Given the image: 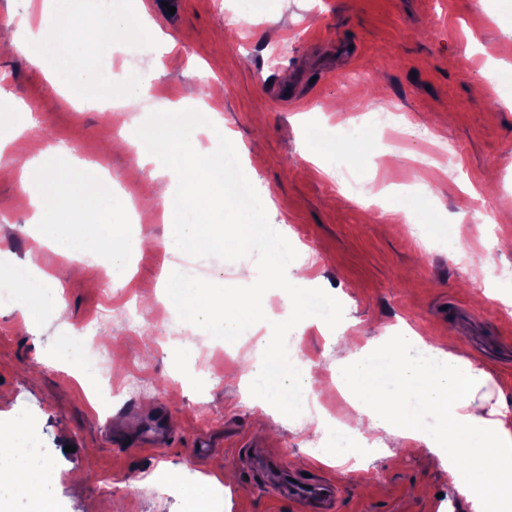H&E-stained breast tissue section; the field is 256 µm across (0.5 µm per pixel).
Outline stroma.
Returning a JSON list of instances; mask_svg holds the SVG:
<instances>
[{"label":"stroma","mask_w":512,"mask_h":512,"mask_svg":"<svg viewBox=\"0 0 512 512\" xmlns=\"http://www.w3.org/2000/svg\"><path fill=\"white\" fill-rule=\"evenodd\" d=\"M143 3L175 47L160 57L107 53L112 78L130 69L151 86L120 124L101 111L76 109L4 41L42 11V0H0V87L38 119L36 148L66 146L56 157L65 169L87 155L106 157L113 192L140 199V218L130 228L146 242L130 260L124 291L112 292L97 263L83 264L79 278L65 277L69 258L34 243L37 229L24 205L29 188L11 170L10 133L0 128V251L58 277L67 312L63 319L44 313L28 326L10 301L0 300V431L14 430L15 416L26 418L56 474L58 512H182L177 489L165 485L175 470L186 481L233 472L215 512H469L424 450L367 460L343 476L336 466L312 463L309 481L337 490L325 505L305 509L271 496L257 453L297 472L315 427L288 417L257 432L258 409L238 381L209 377L220 367L213 339L197 337L192 363L178 365L174 343L159 341L172 325L154 322L151 356L137 352L140 337L128 334L125 316L158 292L168 226L162 197L150 191L154 165L138 166L112 144L136 131L154 102H179L189 85L204 94L221 86L211 118L224 125L236 176L251 177L254 194L270 198L263 224L293 230L303 252L291 261H304L320 287L345 297L349 334L368 340L379 326L406 323L428 343L478 362L491 376L489 391L512 408V310L478 290L490 271L512 269V250L499 246L507 235L500 211L512 203V78L491 85L485 70L490 62L512 69V0ZM228 11L249 14L250 28L225 27ZM272 29L281 32L274 42L267 38ZM334 101L349 112L411 113L415 126L456 143V177L423 183L426 143L409 136L393 145L359 127L371 146L359 169L393 189L384 207L365 209L339 187L332 160L303 157L314 139L340 140L346 122L329 111ZM477 202L491 203L492 215L477 217ZM454 233L461 236L458 252L448 248ZM184 258L231 288L243 287V270L263 262L249 250L231 262L219 253L190 251ZM93 316L104 363L121 364L113 379L137 385L108 409L96 386L49 357L59 337L80 336ZM203 439L215 448L202 455Z\"/></svg>","instance_id":"1"}]
</instances>
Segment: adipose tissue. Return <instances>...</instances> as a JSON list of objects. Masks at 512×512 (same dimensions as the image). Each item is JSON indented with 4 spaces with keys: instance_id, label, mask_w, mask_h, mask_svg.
<instances>
[{
    "instance_id": "obj_1",
    "label": "adipose tissue",
    "mask_w": 512,
    "mask_h": 512,
    "mask_svg": "<svg viewBox=\"0 0 512 512\" xmlns=\"http://www.w3.org/2000/svg\"><path fill=\"white\" fill-rule=\"evenodd\" d=\"M0 124L13 130L18 170L38 182L31 221L38 227L39 241L68 255L74 275L91 252L106 248L110 286L115 291L126 288L128 261L145 243L127 233L128 203L113 195L103 169L89 162L62 172L50 150L30 156L34 119L16 118L7 109L0 112ZM197 126L162 102L137 143L138 165L155 163L160 172L177 176L162 190L169 231L159 286L167 308L191 332H206L228 346L257 331L255 354L240 380L257 396L264 413L292 414L317 399L325 387H336L351 415L337 431L334 446L317 454V461L343 464L357 457L359 450L350 441L354 433H378L399 448L418 443L447 470L449 483L471 512H512V410L486 393L490 376L476 363L428 344L406 326L367 340L326 370L308 359L285 360L281 342L292 338L299 325L334 331L340 340L347 332L339 321L336 295L316 287L303 263L247 270L251 288L244 302L216 295L209 283L181 264L192 244L201 252L228 257L244 249L265 248L282 255L295 248L290 236L258 223L266 202L252 197L247 180L227 182L226 172L235 165L232 152L195 153ZM0 281L11 286L14 306L26 324H34L47 311L63 314L58 279L35 265L16 263L0 251ZM272 290L280 296L281 312L276 329L265 335L260 299ZM412 403L431 415L430 425H421L409 414ZM28 444L23 433L0 438V512H10L19 496L32 503L34 512H56L46 496L53 471L47 463L32 461Z\"/></svg>"
}]
</instances>
